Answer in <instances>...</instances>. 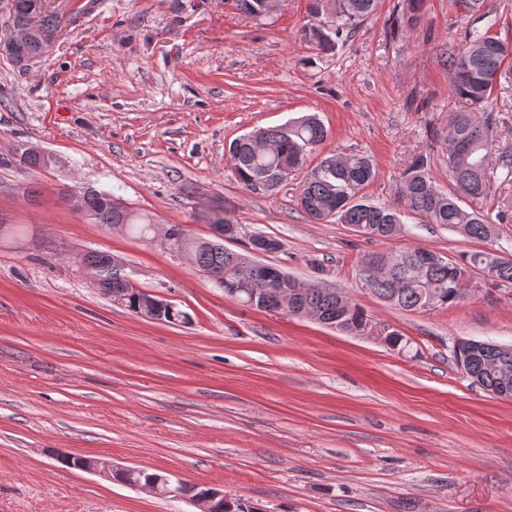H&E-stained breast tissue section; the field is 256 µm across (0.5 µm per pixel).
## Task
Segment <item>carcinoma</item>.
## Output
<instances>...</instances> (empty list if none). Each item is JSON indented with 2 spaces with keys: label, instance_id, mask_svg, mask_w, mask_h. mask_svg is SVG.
Masks as SVG:
<instances>
[{
  "label": "carcinoma",
  "instance_id": "1",
  "mask_svg": "<svg viewBox=\"0 0 512 512\" xmlns=\"http://www.w3.org/2000/svg\"><path fill=\"white\" fill-rule=\"evenodd\" d=\"M39 0H14L13 25L26 23L29 13L37 10ZM237 10L251 17L267 15L264 0H234ZM467 17L461 45L448 54V72L455 96L448 107L446 123L435 139L444 149L448 176L454 183V194L437 185L430 157L418 154L400 172L397 195L390 205L367 199L363 190L377 177V168L366 153H335L326 156L312 169L301 187L298 205L316 221L336 220L340 224H364L370 239H388L399 234L402 218L420 216L428 224L448 227L468 238L491 239L496 227L512 224V197L498 201L495 214L473 206L464 207L458 196L472 201L486 197L490 191L487 160L494 150L496 119L488 109L489 100L498 83L508 78L505 61L512 49L503 48L506 41L493 35L499 18L487 0H455ZM376 0H312L310 14L316 22L306 27L304 38L321 51H331L344 30L375 10ZM328 137V130L315 114L271 127L258 128L230 144L237 179L248 189L275 191L284 181L287 169L300 167L306 155L317 149ZM498 181L512 186V154L503 153L498 165ZM112 194L96 190L83 193L82 208L96 224L110 227L121 224L125 231L143 239L152 233L154 220L133 209L118 211ZM170 249L184 250L197 269L218 285L244 277L236 298L250 308L261 309L255 293L282 286L296 287V279H280L279 269L262 264L267 274L253 278L252 270L241 255L224 248H212L192 237L184 228L171 242ZM494 269L490 279L512 285V263L494 266L487 251L445 257L434 251L416 247L402 250L383 260V254L372 252L360 261L362 282L380 301L402 310H433L467 298L466 275ZM102 285L112 289V302L137 316L154 314L148 294L128 295L112 287L110 279ZM273 312L304 317L321 313L334 322V327L351 335H367L373 325L364 311L344 292L302 286L297 296L285 295L271 306ZM458 367L484 389L503 385L512 390V350L501 351L498 345L479 342L476 346L458 344L453 351ZM496 357L508 365V375L494 372L485 365ZM212 512H256V507L240 498L217 496Z\"/></svg>",
  "mask_w": 512,
  "mask_h": 512
}]
</instances>
